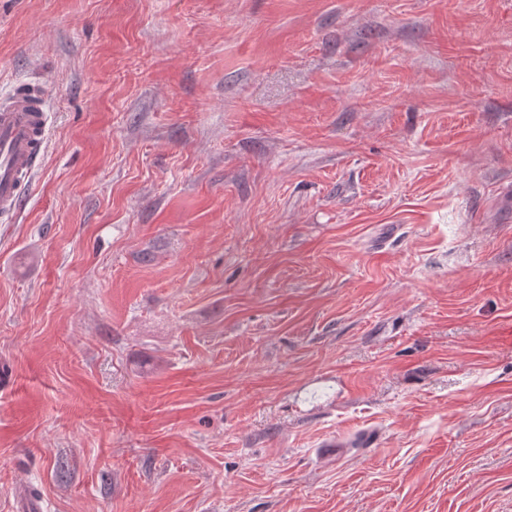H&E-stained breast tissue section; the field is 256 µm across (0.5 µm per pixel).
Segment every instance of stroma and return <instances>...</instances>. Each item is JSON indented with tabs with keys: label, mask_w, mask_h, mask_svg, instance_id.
<instances>
[{
	"label": "stroma",
	"mask_w": 512,
	"mask_h": 512,
	"mask_svg": "<svg viewBox=\"0 0 512 512\" xmlns=\"http://www.w3.org/2000/svg\"><path fill=\"white\" fill-rule=\"evenodd\" d=\"M25 82L0 512H512V0H0Z\"/></svg>",
	"instance_id": "stroma-1"
}]
</instances>
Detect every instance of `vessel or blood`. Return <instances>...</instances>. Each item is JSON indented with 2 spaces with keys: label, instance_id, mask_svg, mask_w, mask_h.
<instances>
[{
  "label": "vessel or blood",
  "instance_id": "b4317fda",
  "mask_svg": "<svg viewBox=\"0 0 512 512\" xmlns=\"http://www.w3.org/2000/svg\"><path fill=\"white\" fill-rule=\"evenodd\" d=\"M44 88L31 83L0 100V215L15 213L21 189L36 171L49 135Z\"/></svg>",
  "mask_w": 512,
  "mask_h": 512
}]
</instances>
